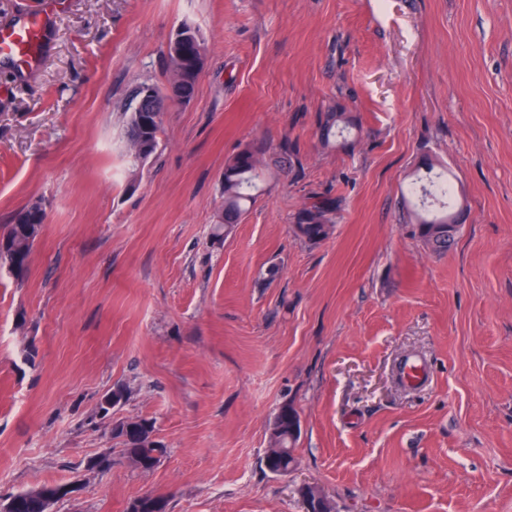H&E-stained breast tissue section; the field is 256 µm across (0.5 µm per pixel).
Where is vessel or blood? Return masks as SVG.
I'll return each instance as SVG.
<instances>
[{
  "label": "vessel or blood",
  "instance_id": "obj_1",
  "mask_svg": "<svg viewBox=\"0 0 512 512\" xmlns=\"http://www.w3.org/2000/svg\"><path fill=\"white\" fill-rule=\"evenodd\" d=\"M52 19L50 11L27 15L9 29H0V60L23 71L35 70L41 61L42 36Z\"/></svg>",
  "mask_w": 512,
  "mask_h": 512
}]
</instances>
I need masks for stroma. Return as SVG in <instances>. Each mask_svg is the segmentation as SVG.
Returning <instances> with one entry per match:
<instances>
[{
  "instance_id": "obj_1",
  "label": "stroma",
  "mask_w": 512,
  "mask_h": 512,
  "mask_svg": "<svg viewBox=\"0 0 512 512\" xmlns=\"http://www.w3.org/2000/svg\"><path fill=\"white\" fill-rule=\"evenodd\" d=\"M38 70L0 63V227L41 203L27 276L0 270V496L79 481L52 512H512V0H61ZM194 100L146 162L130 91L163 86L182 24ZM340 106L360 134L322 147ZM265 149L264 192L213 235L224 163ZM297 146L291 176L273 160ZM461 226L433 252L405 196L423 157ZM337 198L311 245L291 217ZM276 278H268L270 267ZM418 356L429 380L400 377ZM126 386L102 416V397ZM295 469L264 465L283 405ZM167 452L132 467L113 420ZM112 454L111 470H89ZM127 512H169V501L164 496L145 495L131 501Z\"/></svg>"
}]
</instances>
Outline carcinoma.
<instances>
[{"mask_svg": "<svg viewBox=\"0 0 512 512\" xmlns=\"http://www.w3.org/2000/svg\"><path fill=\"white\" fill-rule=\"evenodd\" d=\"M205 41L200 31L184 24L178 28L168 45L169 71L167 87L160 89L152 85L135 88L131 104L127 109L126 137L134 158L140 162L150 159L157 151L161 120L156 118L150 105L144 102V94L151 90L159 110L167 107L168 88H173L179 101L190 103L196 93L198 76L204 64ZM353 126L351 116L345 112L332 109L324 112L318 119V138L322 146H337V138L344 137V132ZM262 149L251 145L224 163V180L222 195L224 202L215 227V235H229L235 225L240 223L255 204L262 191L260 182L262 173L258 155ZM425 176L418 180L439 183L443 186L452 181L447 170L435 173L433 164L424 159ZM424 196H429L439 205L437 211H417V230L424 243L433 251L446 253L456 241L459 225L448 223L451 203L437 197L431 187H422ZM45 212L41 205L34 204L18 212L12 223L0 232V269L5 268L16 279H22L27 265L21 260L31 256L33 247L42 233ZM292 223L296 233L305 241L315 245L327 239L336 223V200L326 195L314 194L309 201L297 211ZM128 396L127 388L117 385L103 397L102 412L122 405ZM296 411L283 405L274 417L271 425L274 434L272 440L280 451L273 455L265 454L267 470L275 475L288 473L295 463L293 448L297 438L290 437L288 428ZM154 422L145 417L116 419L112 421V439L121 445L123 457L134 467L148 471L159 463L166 453L164 445L154 437ZM61 500L55 494L53 485L44 484L36 489L13 494L0 501L3 512H48L50 507ZM127 512H169V501L164 496L145 495L131 501Z\"/></svg>", "mask_w": 512, "mask_h": 512, "instance_id": "carcinoma-1", "label": "carcinoma"}]
</instances>
